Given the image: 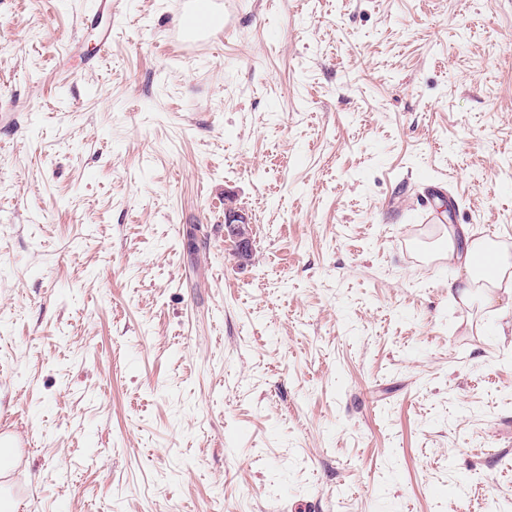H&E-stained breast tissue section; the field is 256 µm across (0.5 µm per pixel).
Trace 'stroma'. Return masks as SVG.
Here are the masks:
<instances>
[{
	"instance_id": "stroma-1",
	"label": "stroma",
	"mask_w": 512,
	"mask_h": 512,
	"mask_svg": "<svg viewBox=\"0 0 512 512\" xmlns=\"http://www.w3.org/2000/svg\"><path fill=\"white\" fill-rule=\"evenodd\" d=\"M98 4L0 0L17 512H512V278L444 239L512 255V0ZM184 2L185 18L183 27L173 34L174 40L181 48L192 51L198 46L210 43L214 36L222 33L219 25L212 21L204 9H194L190 1ZM224 201V236L235 244V255L240 261L253 256V241L246 218L233 207V198ZM477 255H484L490 267L495 268L503 275H508V272L506 273L507 269L501 266L500 258L496 252L483 249L482 243L476 239L470 240L464 253V264L468 276L456 288V292L462 299H467L471 295L474 280V257Z\"/></svg>"
}]
</instances>
